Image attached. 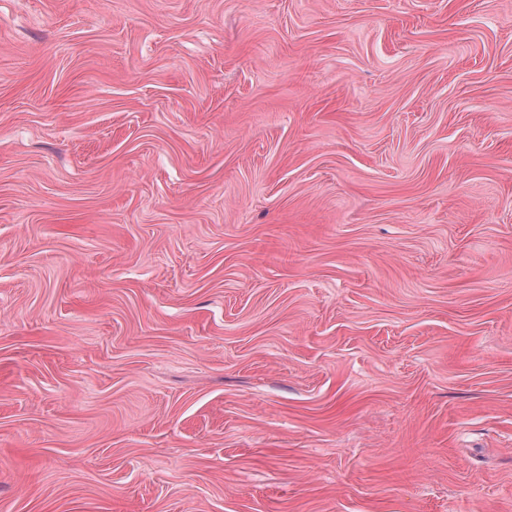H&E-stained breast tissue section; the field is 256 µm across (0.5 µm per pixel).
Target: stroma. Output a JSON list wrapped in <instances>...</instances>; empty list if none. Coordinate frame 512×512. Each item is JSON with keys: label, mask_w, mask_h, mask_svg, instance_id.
I'll return each mask as SVG.
<instances>
[{"label": "stroma", "mask_w": 512, "mask_h": 512, "mask_svg": "<svg viewBox=\"0 0 512 512\" xmlns=\"http://www.w3.org/2000/svg\"><path fill=\"white\" fill-rule=\"evenodd\" d=\"M0 512H512V0H0Z\"/></svg>", "instance_id": "stroma-1"}]
</instances>
